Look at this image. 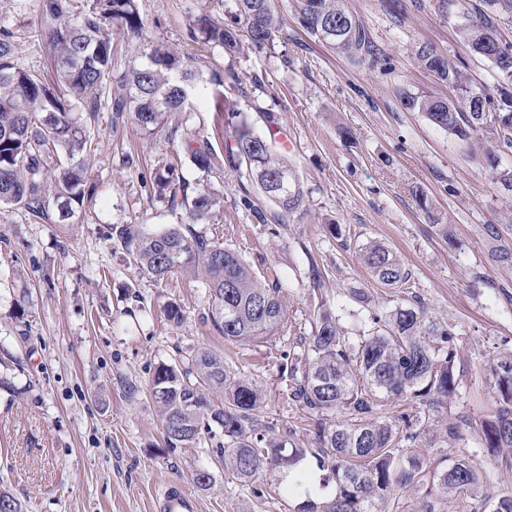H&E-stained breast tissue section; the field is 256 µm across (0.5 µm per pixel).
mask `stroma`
I'll list each match as a JSON object with an SVG mask.
<instances>
[{"mask_svg": "<svg viewBox=\"0 0 512 512\" xmlns=\"http://www.w3.org/2000/svg\"><path fill=\"white\" fill-rule=\"evenodd\" d=\"M436 3L405 0L395 19L382 0H346L375 44L373 62L351 64L311 37L292 0L280 4L283 25L273 48L232 58L212 50V63L242 80L233 106L259 133L274 113L292 141L288 161L306 206L288 223H250L233 174L201 172L180 138L144 135L131 118L114 120L105 107L85 120L97 194L72 223L0 205V488L25 512H158L169 484L187 487L200 512H294L299 499L285 492L278 473L248 484L225 475L217 456L223 434L167 448L149 386L158 364L176 351H218L261 384L258 424L312 447L308 427L317 416L285 391L280 365L289 348L308 342L309 311L320 301L340 313L350 336L368 329L374 315L416 298L454 327L459 391L434 418L461 437L433 445L422 439L415 448L434 467L473 460L479 483L435 500L436 512H487L512 494V448L493 453L481 446L496 411L491 367L512 357V263L494 255L496 245L512 246V190L498 177L512 169V152L482 133L449 134L405 108L409 94L452 95L416 63L414 47L423 41L473 85L493 82L489 63L471 53ZM139 7L144 40L115 38L108 87L144 43L202 55L188 37L195 16L221 18L232 4L139 0ZM0 20L14 33L18 65L47 72L37 0H0ZM166 163L189 188L223 193V212L197 229L280 279L290 334L258 345L225 341L209 320L201 278L178 271L156 281L106 237L111 224L158 231L184 221L152 186L155 168ZM490 225L498 240H489ZM370 241L388 246L411 270L409 288L372 278L360 257ZM355 289L368 295L367 305L353 301ZM172 301L184 313L178 326L163 312ZM200 468L211 473L209 486L195 483Z\"/></svg>", "mask_w": 512, "mask_h": 512, "instance_id": "35a3bbf8", "label": "stroma"}]
</instances>
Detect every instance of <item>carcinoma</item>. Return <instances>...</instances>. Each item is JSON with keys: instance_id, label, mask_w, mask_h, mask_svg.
I'll use <instances>...</instances> for the list:
<instances>
[{"instance_id": "cac0c4a2", "label": "carcinoma", "mask_w": 512, "mask_h": 512, "mask_svg": "<svg viewBox=\"0 0 512 512\" xmlns=\"http://www.w3.org/2000/svg\"><path fill=\"white\" fill-rule=\"evenodd\" d=\"M232 21L200 15L189 28L191 40L218 47L227 56L246 41L257 49L274 43L279 32L276 0H233ZM482 7L464 8L458 26L472 53L490 63L491 86H474L437 49L416 47L419 65L457 92L453 98L408 94L404 104L438 127L459 136L485 131L499 146L512 147V43L502 40L500 19L512 16V0H481ZM40 37L52 61L53 77L20 67L14 60L13 33L0 25V205H20L32 216L64 223L92 200L96 185L89 181L88 139L80 113L92 115L107 103L115 118L133 114L146 136L167 131L175 136L193 110L198 89L224 106L240 76L210 70L203 76L195 57L163 46L141 51L117 77L125 93L107 91L112 74L113 29L128 40H139L145 29L138 0H89L77 11L75 0H39ZM303 27L318 40L357 64L373 54L364 24L345 0H296ZM267 134L257 133L241 112L228 115L232 125L224 165L238 180L260 189L271 207L248 195L240 204L254 224L275 225L305 204L302 185L288 159L274 147L278 123L266 116ZM182 148L194 165L210 173L217 153L205 137H187ZM69 163L50 165L57 153ZM168 192L171 209L185 211L187 220L148 232L138 224H113L108 236L117 240L140 270L161 281L178 270L203 279L211 298L213 326L232 342L264 343L288 331V316L278 278L262 275L237 251L194 229L222 207L223 195L209 187L188 194L176 183L174 171L159 168L153 177ZM361 256L375 280L386 288H405L412 273L386 246L369 242ZM456 332L432 316L425 305L407 302L372 317L366 333H342L339 318L319 306L313 311L309 343L288 354L281 375L293 399L309 411L329 416L315 425L316 458L323 481L334 485L321 502L299 503L298 512H378L396 488L431 481L427 496L445 498L464 493L478 481L477 464L459 458L428 476L415 443L434 425L431 411L456 395ZM499 408L484 429L489 449L512 448V359L492 367ZM160 414L165 441L173 449L218 427L224 434L220 460L224 471L240 482H252L268 471L281 474L287 492L306 491L297 471L306 448L262 433H248L263 405L257 381L234 370L224 355L198 349L173 362L160 363L150 393ZM403 402L407 411L392 417L387 402Z\"/></svg>"}]
</instances>
